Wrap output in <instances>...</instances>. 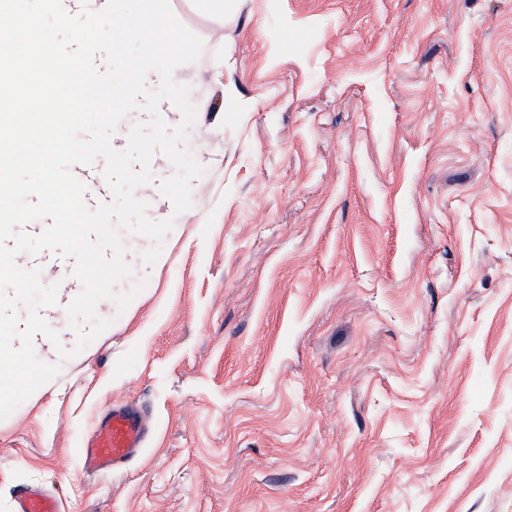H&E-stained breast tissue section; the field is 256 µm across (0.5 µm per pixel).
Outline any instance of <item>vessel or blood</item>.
Returning <instances> with one entry per match:
<instances>
[{
    "instance_id": "1",
    "label": "vessel or blood",
    "mask_w": 512,
    "mask_h": 512,
    "mask_svg": "<svg viewBox=\"0 0 512 512\" xmlns=\"http://www.w3.org/2000/svg\"><path fill=\"white\" fill-rule=\"evenodd\" d=\"M146 427L138 410L120 406L98 420L90 440L81 449L77 463L85 474L117 471L143 448ZM15 512H59L55 497L35 485L20 486Z\"/></svg>"
}]
</instances>
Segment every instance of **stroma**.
Here are the masks:
<instances>
[{
    "mask_svg": "<svg viewBox=\"0 0 512 512\" xmlns=\"http://www.w3.org/2000/svg\"><path fill=\"white\" fill-rule=\"evenodd\" d=\"M169 0L203 41L174 68L205 167L160 257L122 234L125 311L61 359L72 276L36 346L59 374L0 420V512H512V0ZM234 85L236 102L224 96ZM145 450L89 477L97 418ZM146 427L139 410L125 406L98 420L90 440L81 449L77 463L83 474L117 471L143 448ZM15 512H59L55 497L35 485H22L16 493Z\"/></svg>",
    "mask_w": 512,
    "mask_h": 512,
    "instance_id": "1",
    "label": "stroma"
}]
</instances>
